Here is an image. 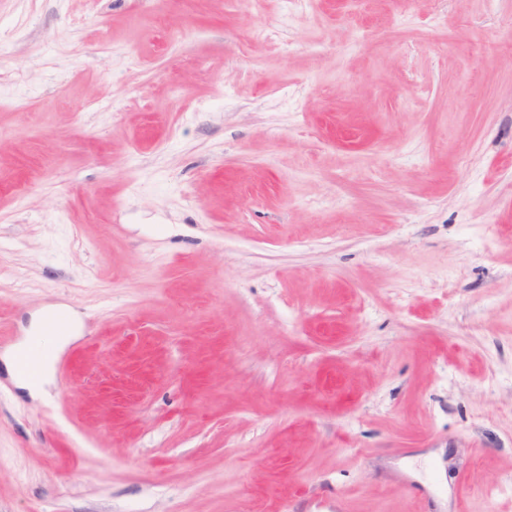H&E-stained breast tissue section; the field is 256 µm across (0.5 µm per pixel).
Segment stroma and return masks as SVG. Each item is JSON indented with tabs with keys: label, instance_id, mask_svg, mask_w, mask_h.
I'll list each match as a JSON object with an SVG mask.
<instances>
[{
	"label": "stroma",
	"instance_id": "stroma-1",
	"mask_svg": "<svg viewBox=\"0 0 512 512\" xmlns=\"http://www.w3.org/2000/svg\"><path fill=\"white\" fill-rule=\"evenodd\" d=\"M340 495L512 512V0H0V512Z\"/></svg>",
	"mask_w": 512,
	"mask_h": 512
}]
</instances>
